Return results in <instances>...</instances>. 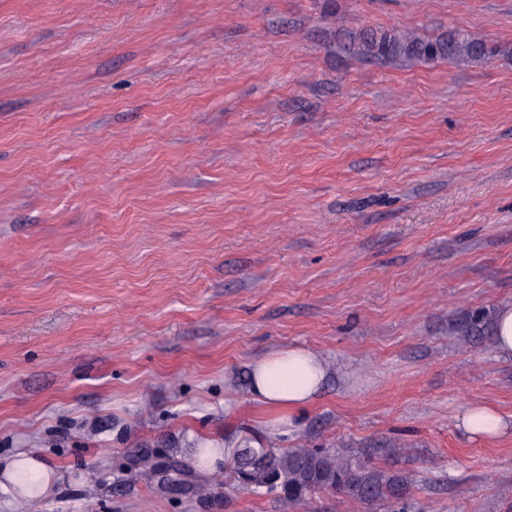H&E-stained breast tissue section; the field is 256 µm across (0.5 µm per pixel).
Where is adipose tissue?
I'll return each mask as SVG.
<instances>
[{
	"label": "adipose tissue",
	"instance_id": "adipose-tissue-1",
	"mask_svg": "<svg viewBox=\"0 0 512 512\" xmlns=\"http://www.w3.org/2000/svg\"><path fill=\"white\" fill-rule=\"evenodd\" d=\"M327 365L314 352L299 346L274 350L255 361L250 371V392L256 401L278 414L310 405L326 378ZM463 429L474 439L500 436L512 430L495 408L476 404L461 418ZM59 476L39 457L17 452L0 467V494L21 507L52 492Z\"/></svg>",
	"mask_w": 512,
	"mask_h": 512
}]
</instances>
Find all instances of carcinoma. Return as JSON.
Returning <instances> with one entry per match:
<instances>
[{"instance_id": "cac0c4a2", "label": "carcinoma", "mask_w": 512, "mask_h": 512, "mask_svg": "<svg viewBox=\"0 0 512 512\" xmlns=\"http://www.w3.org/2000/svg\"><path fill=\"white\" fill-rule=\"evenodd\" d=\"M337 47L353 58L388 63L446 59L465 65L498 53L497 47L462 30L429 39L366 27L344 29ZM234 463L242 484L265 490L294 512L306 509L308 496L316 491L357 501L369 512H387L403 502L410 486L404 474H386L325 448H247Z\"/></svg>"}]
</instances>
